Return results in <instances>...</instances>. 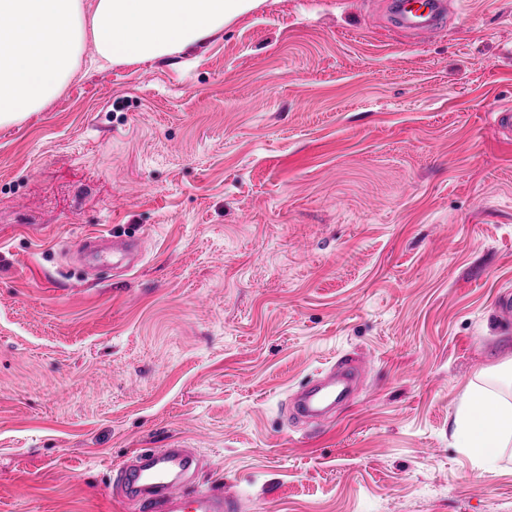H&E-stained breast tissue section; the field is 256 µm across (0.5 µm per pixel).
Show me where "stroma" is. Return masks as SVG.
<instances>
[{
  "instance_id": "stroma-1",
  "label": "stroma",
  "mask_w": 512,
  "mask_h": 512,
  "mask_svg": "<svg viewBox=\"0 0 512 512\" xmlns=\"http://www.w3.org/2000/svg\"><path fill=\"white\" fill-rule=\"evenodd\" d=\"M512 0L417 39L387 0H260L179 52L82 57L0 127V512H111L190 448L242 512H512L451 421L512 360ZM127 271L79 272L89 234ZM370 365L323 421L290 397ZM112 238L108 244L102 245L100 241ZM78 250L83 255H93L101 258L104 254H112L117 256L118 261L115 265L121 264L139 250V241L135 237L129 236H106L103 234L87 235L78 243ZM113 265V267L115 266Z\"/></svg>"
}]
</instances>
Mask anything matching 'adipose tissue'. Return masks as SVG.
Returning a JSON list of instances; mask_svg holds the SVG:
<instances>
[{
	"label": "adipose tissue",
	"instance_id": "1",
	"mask_svg": "<svg viewBox=\"0 0 512 512\" xmlns=\"http://www.w3.org/2000/svg\"><path fill=\"white\" fill-rule=\"evenodd\" d=\"M256 0H0V126L25 120L57 97L85 43L97 61L147 62L221 29ZM453 436L484 474L512 446V403L471 385L456 410Z\"/></svg>",
	"mask_w": 512,
	"mask_h": 512
}]
</instances>
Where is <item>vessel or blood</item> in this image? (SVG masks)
I'll list each match as a JSON object with an SVG mask.
<instances>
[{"label": "vessel or blood", "mask_w": 512, "mask_h": 512, "mask_svg": "<svg viewBox=\"0 0 512 512\" xmlns=\"http://www.w3.org/2000/svg\"><path fill=\"white\" fill-rule=\"evenodd\" d=\"M399 26L419 37L435 30L447 11L446 0H393ZM78 250L100 257L112 254L127 261L139 250L137 238L113 237L102 243L100 235L82 238ZM360 375L358 361H338L314 385L294 394L289 411L305 420L322 415V405L330 399L347 396ZM197 465V457L187 448H150L140 452L138 464L126 467L118 484L122 503L139 504L142 512H241L239 499L208 488L186 489L183 477Z\"/></svg>", "instance_id": "vessel-or-blood-1"}]
</instances>
